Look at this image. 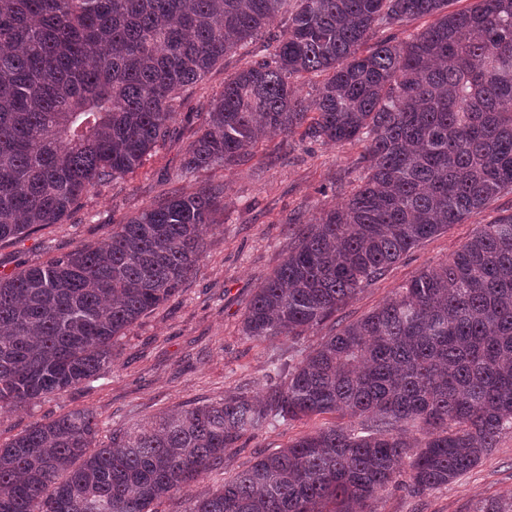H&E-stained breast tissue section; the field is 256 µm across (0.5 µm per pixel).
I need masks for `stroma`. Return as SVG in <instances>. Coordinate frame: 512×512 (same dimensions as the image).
<instances>
[{"label":"stroma","mask_w":512,"mask_h":512,"mask_svg":"<svg viewBox=\"0 0 512 512\" xmlns=\"http://www.w3.org/2000/svg\"><path fill=\"white\" fill-rule=\"evenodd\" d=\"M238 52L225 56L187 90L180 109L206 112L225 81L250 62ZM192 136L157 148L135 173L99 185L71 208L64 223L29 237L0 243V274L50 260L76 246L102 240L113 224L159 200L172 189L194 190L206 178L224 185V221L207 233V250L196 273L166 302L142 317L112 347V364L99 378L47 395L18 410L0 411V445L35 423L82 409L102 422L97 444L165 410L217 402L239 392L266 396L275 365L296 363L331 334L328 321L306 335L256 341L242 332L243 313L256 288L287 255L296 223L335 207L359 185L364 145L265 137L245 163L213 175H179ZM512 212V192L494 197L463 223L422 241L378 280L365 286L336 320L354 321L373 311L419 271L444 263L478 225ZM334 414L275 422L245 435L224 454L222 467L208 471L158 504V512H190L194 502L247 469L258 455L337 422ZM512 496V432L500 435L493 451L454 482L419 495L391 487L374 503L376 512H474L484 500Z\"/></svg>","instance_id":"obj_1"}]
</instances>
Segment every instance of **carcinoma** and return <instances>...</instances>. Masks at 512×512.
<instances>
[{
  "instance_id": "1",
  "label": "carcinoma",
  "mask_w": 512,
  "mask_h": 512,
  "mask_svg": "<svg viewBox=\"0 0 512 512\" xmlns=\"http://www.w3.org/2000/svg\"><path fill=\"white\" fill-rule=\"evenodd\" d=\"M0 0V242L60 223L91 188L176 132L183 90L265 33L224 82L180 176L238 165L269 134L367 143L361 185L300 225L242 318L301 336L421 241L512 190V0ZM426 27L363 49L376 28ZM326 75L311 106L294 80ZM224 184L170 191L104 241L0 274V409L75 387L112 342L195 272ZM366 415L263 454L191 512H375L380 492L436 489L512 431V213L245 393L166 411L93 446L88 409L0 446V512H157L271 417ZM418 424L420 436L403 425Z\"/></svg>"
}]
</instances>
